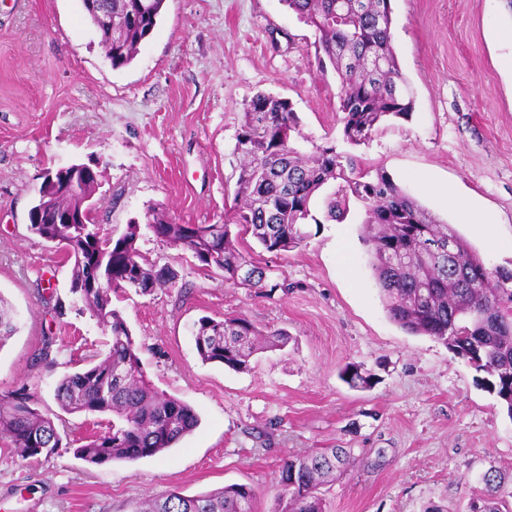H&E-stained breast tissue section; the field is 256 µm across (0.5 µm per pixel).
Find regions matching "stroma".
<instances>
[{"label":"stroma","instance_id":"1","mask_svg":"<svg viewBox=\"0 0 512 512\" xmlns=\"http://www.w3.org/2000/svg\"><path fill=\"white\" fill-rule=\"evenodd\" d=\"M392 46L414 98L411 119L386 120L365 144L341 138L339 82L320 67L311 27L284 0H166L136 58L113 69L80 0H0V297L18 331L0 346V394L26 387L65 448L23 461L0 440V512H135L178 489L199 495L254 488L276 512L283 459L350 448L355 465L323 486L328 512H466L457 474L512 471V416L486 373L440 341L394 323L361 240L364 203L343 222L326 216L337 182L311 202L301 247L276 256L248 234L236 246L271 266L288 291L225 281L190 253L156 239L150 208L179 224H220L237 179L243 112L260 92L286 99L304 151L335 145L370 174L383 173L491 267H512V57L507 0H391ZM74 162L99 173L93 221L105 234L143 226V254L175 268L174 287L113 297L140 347L148 380L190 404L195 431L163 455L93 466L75 458L84 437L108 431V413L71 415L55 388L105 353L110 336L70 290L62 252L29 232L47 171ZM451 187L491 232L465 221L431 185ZM242 315L286 331L284 349L255 354L248 370L202 362L193 324ZM48 361L38 362L42 349ZM371 387L340 377L345 365ZM387 463L368 467L377 449Z\"/></svg>","mask_w":512,"mask_h":512}]
</instances>
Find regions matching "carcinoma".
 Returning <instances> with one entry per match:
<instances>
[{
    "label": "carcinoma",
    "instance_id": "1",
    "mask_svg": "<svg viewBox=\"0 0 512 512\" xmlns=\"http://www.w3.org/2000/svg\"><path fill=\"white\" fill-rule=\"evenodd\" d=\"M86 18L101 37L112 68L131 64L140 45L161 18L166 0H99L110 25L80 0ZM299 20L311 27L318 52L332 64L339 80L342 133L353 145L368 141L387 118L408 119L414 103L392 46V19L381 15L380 3L368 0H284ZM301 137L296 113L289 102L259 93L243 113L236 153L240 157L234 206L219 231L211 224H176L164 212L152 210L147 228L159 240L186 251L199 266L234 279L243 266L252 278L239 284L259 292L275 289L269 265L245 260L235 247L230 224L250 232L262 249L279 255L302 245L312 218L311 201L328 181H342L327 204V216L341 222L347 215L348 195L366 205L365 238L371 266L390 318L405 331L430 336L454 355L492 378L491 389L512 416V268H489L470 244L450 225L438 221L388 176L369 177L353 159L342 161L331 146H317L312 155L297 147ZM98 185L71 172L44 178L31 210L44 198L55 210L49 220L28 230L61 249L72 263L71 291L85 309L110 333L108 352L64 377L55 398L68 414L110 413L112 428L86 438L74 456L89 464L137 461L172 448L198 425V416L184 400L156 391L141 365L140 349L112 295L127 288L142 293L173 286L177 271L141 254L138 224L127 225L117 238L100 234L93 224L88 200ZM58 212L81 216L80 224H56ZM455 242L450 255L440 246ZM17 331L6 300L0 296V345ZM290 336L266 333L242 317L195 324V344L201 361L219 362L244 370L250 358L266 345L284 348ZM353 387L370 386L354 366L342 372ZM0 438L21 460L52 455L62 438L34 396L21 387L0 396ZM353 459L350 448H320L288 456L277 487L279 512H327L321 486L335 474L346 473ZM482 488L472 492L469 512H503L504 495L512 474L488 469ZM257 494L243 484H230L196 496L178 490L148 499L138 512H257Z\"/></svg>",
    "mask_w": 512,
    "mask_h": 512
}]
</instances>
